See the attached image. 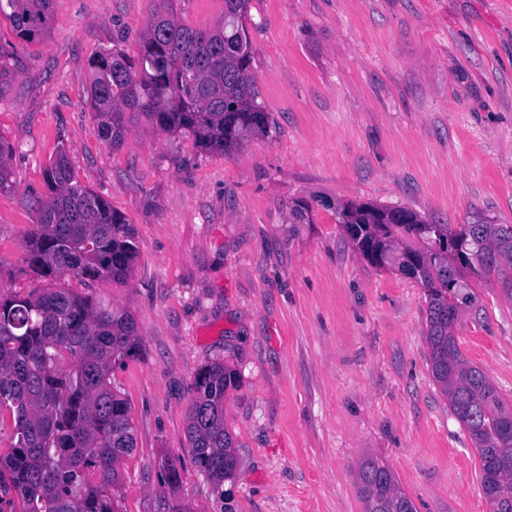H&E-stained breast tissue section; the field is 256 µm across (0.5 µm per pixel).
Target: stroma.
Wrapping results in <instances>:
<instances>
[{"mask_svg":"<svg viewBox=\"0 0 512 512\" xmlns=\"http://www.w3.org/2000/svg\"><path fill=\"white\" fill-rule=\"evenodd\" d=\"M156 7L53 0L33 43L0 17V138L16 181L0 192V295L48 286L24 272L26 239L58 146L139 244L126 283L63 281L139 326L138 355L114 373L137 442L116 512H363L356 472L371 456L416 512H490L479 458L430 374L423 286L397 261L363 259L336 209L512 224V0H250L271 127L227 155L142 119L116 149L97 133L88 60L120 37L136 52ZM168 8L198 29L224 16V0ZM298 200L310 223L296 222ZM462 321L463 354L512 402V304L482 284ZM211 361L238 377L224 425L239 463L220 492L186 435L188 387Z\"/></svg>","mask_w":512,"mask_h":512,"instance_id":"1","label":"stroma"}]
</instances>
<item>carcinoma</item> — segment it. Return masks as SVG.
I'll list each match as a JSON object with an SVG mask.
<instances>
[{
	"label": "carcinoma",
	"mask_w": 512,
	"mask_h": 512,
	"mask_svg": "<svg viewBox=\"0 0 512 512\" xmlns=\"http://www.w3.org/2000/svg\"><path fill=\"white\" fill-rule=\"evenodd\" d=\"M52 0H0V16L32 43L48 30ZM249 0H224V17L200 30L155 13L140 50L104 49L89 59L90 100L99 136L121 146L131 121L192 136L206 151L229 154L269 126L257 102L245 28ZM14 148L0 139V192L14 187ZM47 194L32 199L27 263L41 277L77 274L87 281L130 277L139 245L126 216L73 182L59 147L44 171ZM339 223L368 262L399 255L401 268L428 297L425 339L430 368L480 460V486L491 512H512V404L460 349L463 301L496 282L512 303V224H462L451 230L416 212L374 203L346 204ZM407 246L396 252L401 243ZM139 351L131 314L68 288L0 296V512H115L112 488L136 448L127 399L112 371ZM234 370L208 362L190 385L187 441L195 467L217 490L238 458L224 427V397ZM357 484L364 512H415L390 468L361 461Z\"/></svg>",
	"instance_id": "cac0c4a2"
}]
</instances>
